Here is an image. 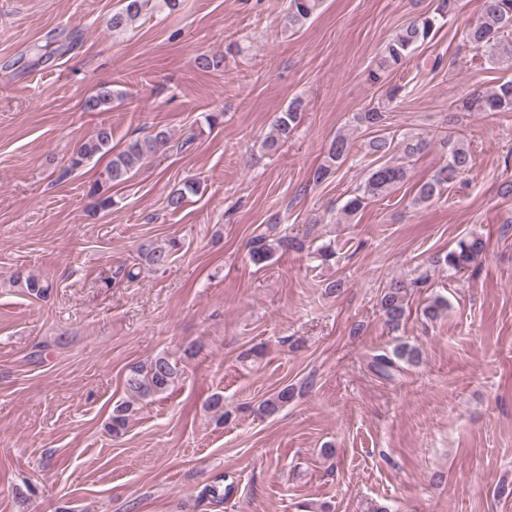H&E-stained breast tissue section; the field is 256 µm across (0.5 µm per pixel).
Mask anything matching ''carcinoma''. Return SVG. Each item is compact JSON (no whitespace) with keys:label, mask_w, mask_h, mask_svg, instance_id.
I'll return each instance as SVG.
<instances>
[{"label":"carcinoma","mask_w":512,"mask_h":512,"mask_svg":"<svg viewBox=\"0 0 512 512\" xmlns=\"http://www.w3.org/2000/svg\"><path fill=\"white\" fill-rule=\"evenodd\" d=\"M323 0H287L282 16L284 31L301 29L318 11ZM457 0H438V5L431 12L418 14L415 19L401 27L384 45L369 69L367 78L373 83H381L396 71L404 70L411 63L415 52L433 40L436 33L448 22V16L456 8ZM180 6V0H123L122 7L112 13L108 27L114 33H123L143 18L163 11L173 12ZM466 42L481 52L487 63L498 65L504 60H512V0H483L480 16L470 24L465 32ZM402 87L395 85L386 94V102L366 107L356 113L353 121L356 125L369 129H380L388 119L389 105L399 95ZM126 96V92L112 88L110 84H102L84 101L87 112H106L112 103ZM302 102L296 99L275 118L271 130L263 140V147L268 152H276L297 128L300 120ZM458 112H502L512 111V79L506 80L489 93L471 91L466 93L456 104ZM171 138L159 130L153 135L136 138L122 149L115 150L112 146V127L101 124L93 132L81 140L74 149L68 166L62 174L69 175L94 158L108 156L110 160L89 190L94 199V207L110 211L118 205L112 197L111 190L127 182L133 174L148 160L167 147ZM431 143L425 131H411L398 138L377 135L367 143V153L376 157L377 164L367 172L363 184L358 188L357 195L350 198L343 207V213L352 216L358 213L372 198L387 195L394 187L407 177V168L403 160L424 152ZM442 146L448 155L447 164L433 179L421 184L412 200V204L420 205L431 201L439 193V187L454 180L470 170L472 155L465 141L453 131L442 138ZM351 144L342 134L334 137L327 146L326 157L314 172V178L323 182L331 178L337 168L349 157ZM195 183L187 182L181 188L172 190L166 199V208L176 213L183 209L188 195L196 193ZM272 234H259L249 243L250 259L256 264L271 260L275 254H286L290 250L302 249V243L288 233L278 229L277 218H271ZM485 252V241L476 234L459 239L455 248L443 255L431 257L436 265L448 267V271L458 273L478 263ZM170 250L154 246L145 249L142 258L154 269H164L170 263ZM16 281L26 288L28 294L45 297L50 293L52 285L33 276L16 274ZM424 279L415 281L392 279L382 290L381 309L387 323L394 329L405 318V299L408 289ZM419 358L417 348L400 343L391 351H384L373 357L372 366L376 372L386 379H393L403 372V365L413 364ZM178 376L176 364L166 356H157L148 363L134 368L126 380L127 388L139 397L160 395L167 392ZM292 391L284 387L277 393L262 401L255 413L261 417L271 416L281 407L288 404ZM130 403L116 408L112 413L109 431L113 436L123 434L129 421Z\"/></svg>","instance_id":"1"}]
</instances>
